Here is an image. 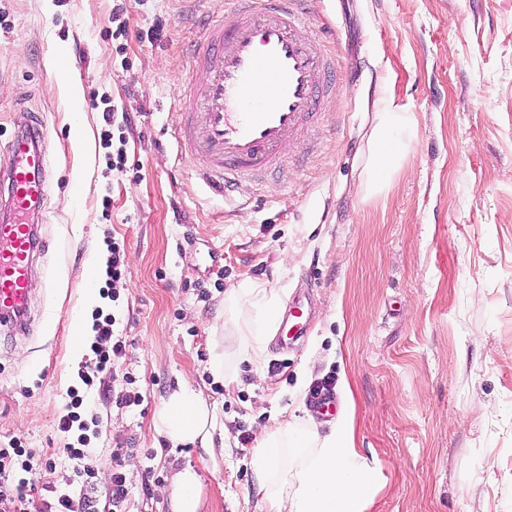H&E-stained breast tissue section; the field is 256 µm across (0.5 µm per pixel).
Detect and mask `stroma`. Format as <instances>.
Wrapping results in <instances>:
<instances>
[{"instance_id": "stroma-1", "label": "stroma", "mask_w": 512, "mask_h": 512, "mask_svg": "<svg viewBox=\"0 0 512 512\" xmlns=\"http://www.w3.org/2000/svg\"><path fill=\"white\" fill-rule=\"evenodd\" d=\"M308 9L338 38L316 149L228 203L168 134L203 20L229 16L228 0H0V139L39 119L48 160L33 302L23 328L0 332V444L52 453L73 512L86 507L58 418L81 385L72 320L89 261H106L110 239L127 274L102 309L127 355L83 411L100 417L97 490L121 464L127 512H176L160 489L188 466L199 512H265L244 435L293 417L325 432L346 413L381 472L367 512H512V0ZM383 97L411 112L414 135L374 196L363 183ZM106 106L126 117L122 172L101 141ZM244 282L282 309L303 293L310 312L288 348L267 336L258 368L238 359L227 297ZM217 351L232 382L208 369ZM327 379L331 415L311 406ZM183 380L216 409L212 449L156 432ZM129 394L140 403L122 404Z\"/></svg>"}]
</instances>
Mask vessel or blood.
Here are the masks:
<instances>
[{
    "label": "vessel or blood",
    "mask_w": 512,
    "mask_h": 512,
    "mask_svg": "<svg viewBox=\"0 0 512 512\" xmlns=\"http://www.w3.org/2000/svg\"><path fill=\"white\" fill-rule=\"evenodd\" d=\"M231 18L209 17L194 48L199 93L183 94L173 134L218 194L262 181L296 159L309 126L336 97V32L313 21L304 0H231ZM39 124L0 143V328L20 327L31 269L44 248L37 221L47 193Z\"/></svg>",
    "instance_id": "vessel-or-blood-1"
}]
</instances>
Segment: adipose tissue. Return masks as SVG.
<instances>
[{
	"label": "adipose tissue",
	"instance_id": "adipose-tissue-1",
	"mask_svg": "<svg viewBox=\"0 0 512 512\" xmlns=\"http://www.w3.org/2000/svg\"><path fill=\"white\" fill-rule=\"evenodd\" d=\"M411 125L408 112L392 100L382 101L369 134V194L384 191L382 176L402 161L407 148L402 133ZM230 298L240 353L248 361L260 362L262 335L277 323L278 306L252 284L232 289ZM215 423L213 408L185 383L165 401L155 429L171 445L197 442L208 448ZM257 442L254 464L267 486L268 512H367L379 470L358 453L350 420L335 423L325 434L296 420L277 423L264 428Z\"/></svg>",
	"mask_w": 512,
	"mask_h": 512
}]
</instances>
